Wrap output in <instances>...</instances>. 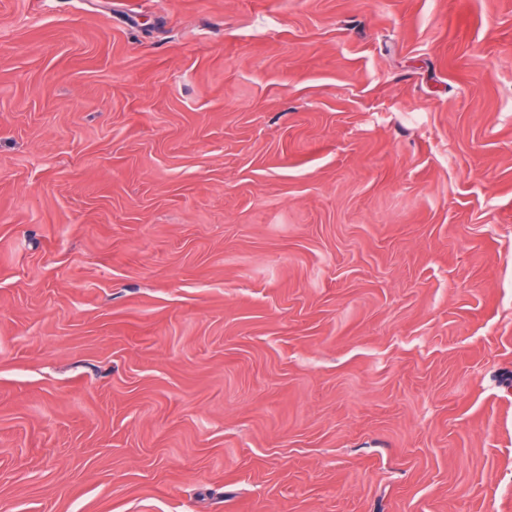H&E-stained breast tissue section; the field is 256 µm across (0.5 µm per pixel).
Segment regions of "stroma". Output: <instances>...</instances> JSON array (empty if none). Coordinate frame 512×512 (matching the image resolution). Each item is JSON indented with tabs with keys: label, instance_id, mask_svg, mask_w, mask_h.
Here are the masks:
<instances>
[{
	"label": "stroma",
	"instance_id": "stroma-1",
	"mask_svg": "<svg viewBox=\"0 0 512 512\" xmlns=\"http://www.w3.org/2000/svg\"><path fill=\"white\" fill-rule=\"evenodd\" d=\"M0 512H512V0H0Z\"/></svg>",
	"mask_w": 512,
	"mask_h": 512
}]
</instances>
